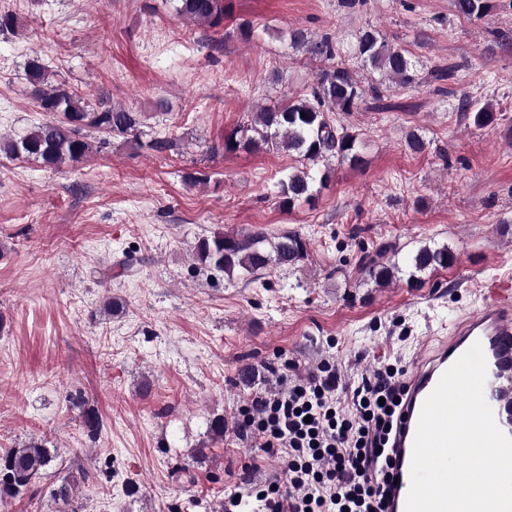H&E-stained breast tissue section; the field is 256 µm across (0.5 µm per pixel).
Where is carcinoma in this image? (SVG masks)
<instances>
[{
	"label": "carcinoma",
	"instance_id": "obj_1",
	"mask_svg": "<svg viewBox=\"0 0 512 512\" xmlns=\"http://www.w3.org/2000/svg\"><path fill=\"white\" fill-rule=\"evenodd\" d=\"M175 13L189 21L215 27L224 19V0H170ZM458 15L480 17L490 8L489 0H454ZM290 45L304 47L316 60L325 63L315 78L309 94L291 99L275 110L255 113L248 130L251 134L237 138L231 134L224 150L260 151L274 146L296 153L301 161L315 164L332 156L342 162L358 163L361 140L346 127L330 120L333 112H355L368 95L379 94V87L363 86L354 70L337 61L340 47L329 35L311 39L302 29L289 33ZM355 53L365 65L384 72L403 86L412 85L417 77V61L405 49L386 43L379 31L366 27L355 34ZM28 84L40 111L48 119L32 129L0 138V153L11 159H33L50 170L74 166L86 160L94 145L91 131L108 136L135 135L140 125L139 113L113 107L102 101L92 107L75 93L49 81V72L39 57L24 64ZM314 178L307 170H297L280 181L283 204L292 205L312 197ZM307 254V242L297 231H284L273 238L258 229L246 236L214 232L198 238L193 247L196 263L231 277L240 272L256 277L276 267L294 266ZM455 260L446 248H420L410 259L414 272L429 268H448ZM81 408L84 428L90 436L98 434L102 421L98 412L76 400ZM57 457L41 441H31L22 448L0 453V502L25 495L45 476Z\"/></svg>",
	"mask_w": 512,
	"mask_h": 512
}]
</instances>
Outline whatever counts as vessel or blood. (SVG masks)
I'll return each mask as SVG.
<instances>
[{
	"label": "vessel or blood",
	"mask_w": 512,
	"mask_h": 512,
	"mask_svg": "<svg viewBox=\"0 0 512 512\" xmlns=\"http://www.w3.org/2000/svg\"><path fill=\"white\" fill-rule=\"evenodd\" d=\"M481 344L487 377L484 397L499 428L512 436V281L491 283L478 311L459 320L450 336L438 341L407 382L389 446L395 460L387 512H405L413 444L422 405L442 374L473 344Z\"/></svg>",
	"instance_id": "1"
}]
</instances>
